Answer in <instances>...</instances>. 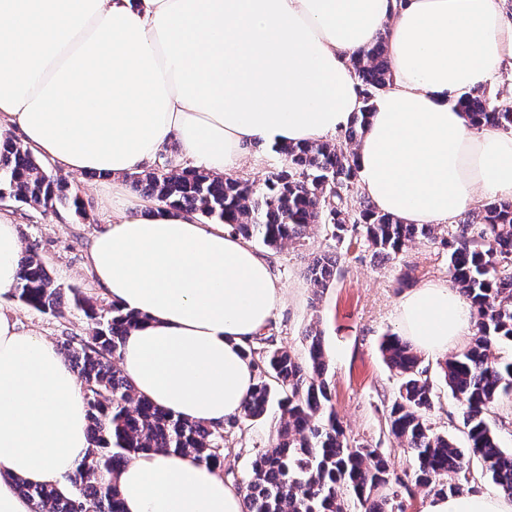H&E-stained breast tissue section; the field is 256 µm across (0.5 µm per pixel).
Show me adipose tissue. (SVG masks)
I'll use <instances>...</instances> for the list:
<instances>
[{
  "instance_id": "1",
  "label": "adipose tissue",
  "mask_w": 512,
  "mask_h": 512,
  "mask_svg": "<svg viewBox=\"0 0 512 512\" xmlns=\"http://www.w3.org/2000/svg\"><path fill=\"white\" fill-rule=\"evenodd\" d=\"M384 39L393 74L355 163L379 211L447 224L478 196L512 199V131L454 105L512 65L504 0H0V138L70 172L119 179L177 140L195 167L240 169L255 143L345 130L361 107L350 57ZM21 245L0 212V295ZM93 278L141 322L121 351L137 391L184 418L238 415L256 383L246 343L281 297L268 261L220 224L159 203L119 211L89 248ZM445 283L405 292L400 333L441 354L471 333ZM89 446L80 382L57 348L0 311V512H31L15 484L56 486ZM123 512H243L220 470L144 451L112 476ZM425 512H512L494 494L432 497Z\"/></svg>"
}]
</instances>
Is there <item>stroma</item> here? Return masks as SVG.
<instances>
[{
    "instance_id": "stroma-1",
    "label": "stroma",
    "mask_w": 512,
    "mask_h": 512,
    "mask_svg": "<svg viewBox=\"0 0 512 512\" xmlns=\"http://www.w3.org/2000/svg\"><path fill=\"white\" fill-rule=\"evenodd\" d=\"M68 180L83 202L84 215H76L69 208L43 214L7 198L0 199V210L14 215L22 247H35L61 288L79 289L104 305L108 299L86 267L90 243L96 233L111 224L113 213L142 203L145 197L127 179L117 186L105 177L87 174H72ZM448 231V226L436 227L435 240H415L396 259L387 261L373 258L366 241L339 242L324 227L313 230L304 245L263 251L283 288L271 323L277 345L300 349L306 328L314 325L321 330L331 359L329 382L338 418L351 438L370 441L390 452L400 471L408 469L409 458L383 430V413L396 379L382 357L380 343L386 334L399 330L401 271L412 270L418 285L447 281L448 252L440 240ZM328 249L339 256V272L317 301L310 288L308 266L317 253ZM0 309L14 314L22 330L53 343L64 336L92 333L91 322L69 302L64 303L62 315L52 316L31 310L6 294L0 296ZM424 361L439 395L434 422L439 430L454 435L458 443H465L462 414L440 376L443 359L428 355ZM271 434L268 419L231 430L230 440L241 447L239 457L224 462L232 478L239 482L248 478L253 456L268 447Z\"/></svg>"
}]
</instances>
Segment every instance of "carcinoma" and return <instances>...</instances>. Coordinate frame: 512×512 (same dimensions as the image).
<instances>
[{
  "instance_id": "carcinoma-1",
  "label": "carcinoma",
  "mask_w": 512,
  "mask_h": 512,
  "mask_svg": "<svg viewBox=\"0 0 512 512\" xmlns=\"http://www.w3.org/2000/svg\"><path fill=\"white\" fill-rule=\"evenodd\" d=\"M350 65L362 94L350 125L334 142L274 146L282 165L262 185L194 167L175 173L167 161L130 174L133 186L161 204L195 212L275 250L303 241L316 224L327 226L338 242L360 235L374 257L386 260L417 238L433 239V225L406 224L355 191L358 172L351 145L360 139L378 93L392 78L385 40L358 52ZM455 106L477 126L512 129V106L492 103L485 89L462 94ZM0 195L44 213L60 205L82 213L70 184L9 137L0 141ZM444 245L450 282L470 300L473 315L468 346L441 367L462 410L468 447H459L435 427L429 367L393 333L380 344L397 380L384 425L411 455L412 468L401 475L391 454L346 435L331 403L328 353L313 327L305 331L299 351L274 346L270 334L247 343L244 352L253 362L256 384L241 414L215 425L174 417L140 396L115 363L139 315L113 303L100 308L73 289V303L94 325V334L64 339L59 352L81 379L89 448L64 487L18 480L19 491L32 503V512H123L112 473L133 455L173 451L222 468L237 446L227 433L265 417L276 403L280 416L271 445L254 456L242 486L245 512H405L402 490L408 483L435 496L457 494L463 484L477 480L470 470L473 459L482 463L480 477H490L512 499V449L500 446L490 419L497 406L512 401V360L493 356L500 343L512 342V200L493 199L461 215ZM337 265L332 251L314 257L308 278L316 295L331 287ZM13 296L43 314L62 315V288L32 248L20 257Z\"/></svg>"
}]
</instances>
